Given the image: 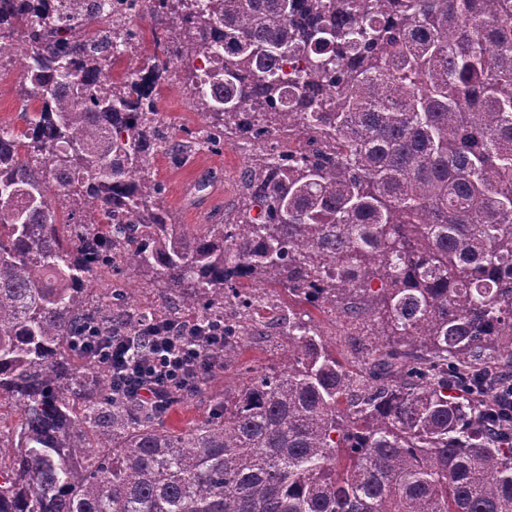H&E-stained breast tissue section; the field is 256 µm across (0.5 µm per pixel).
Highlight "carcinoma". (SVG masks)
Wrapping results in <instances>:
<instances>
[{"label":"carcinoma","mask_w":512,"mask_h":512,"mask_svg":"<svg viewBox=\"0 0 512 512\" xmlns=\"http://www.w3.org/2000/svg\"><path fill=\"white\" fill-rule=\"evenodd\" d=\"M163 24L143 70L192 72L205 140L260 145L242 207L175 223L150 175L191 138L108 75L138 32L81 0H0L24 50L23 131L0 127V512H512V424L492 427L512 359V0H126ZM304 74L277 73L290 60ZM283 136L277 158L264 143ZM256 215H251L252 210ZM125 272L157 288L143 313ZM311 293L386 345L353 375L293 308L277 368H246L185 430L69 345L194 313L224 329L204 397L238 362L241 285ZM93 291L97 294L105 293L108 291V288H111L112 285L118 288H126V291L133 300L134 303H145L147 301H152L155 305H161L162 299L156 296L154 292H145L141 289V285L135 278H132L130 275L124 274H105V277H97L93 281Z\"/></svg>","instance_id":"cac0c4a2"}]
</instances>
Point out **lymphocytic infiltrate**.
I'll list each match as a JSON object with an SVG mask.
<instances>
[{"label":"lymphocytic infiltrate","mask_w":512,"mask_h":512,"mask_svg":"<svg viewBox=\"0 0 512 512\" xmlns=\"http://www.w3.org/2000/svg\"><path fill=\"white\" fill-rule=\"evenodd\" d=\"M73 343L88 357L107 363L113 384L131 399L161 405L212 369V355L223 347L224 335L177 323L152 326L139 337L82 334Z\"/></svg>","instance_id":"1"}]
</instances>
